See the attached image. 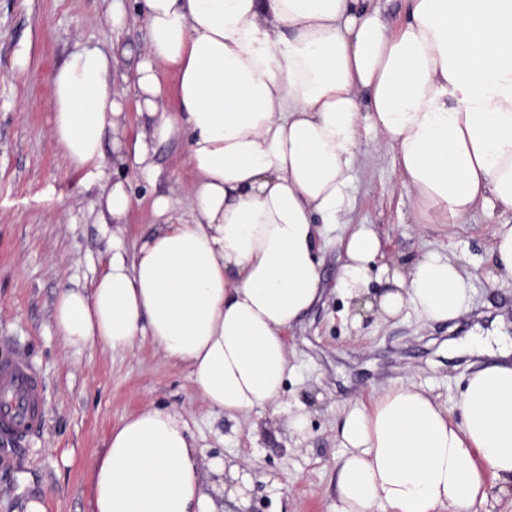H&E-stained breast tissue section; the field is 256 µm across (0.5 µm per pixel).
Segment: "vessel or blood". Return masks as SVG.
I'll use <instances>...</instances> for the list:
<instances>
[{"label":"vessel or blood","mask_w":512,"mask_h":512,"mask_svg":"<svg viewBox=\"0 0 512 512\" xmlns=\"http://www.w3.org/2000/svg\"><path fill=\"white\" fill-rule=\"evenodd\" d=\"M42 379L20 356L0 358V437L22 442L42 425Z\"/></svg>","instance_id":"b4317fda"}]
</instances>
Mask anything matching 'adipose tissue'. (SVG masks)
<instances>
[{
    "label": "adipose tissue",
    "mask_w": 512,
    "mask_h": 512,
    "mask_svg": "<svg viewBox=\"0 0 512 512\" xmlns=\"http://www.w3.org/2000/svg\"><path fill=\"white\" fill-rule=\"evenodd\" d=\"M405 4L395 32L367 0H142L149 40L135 84L149 122L132 164L149 172L155 145L186 135L189 217L155 225L131 252L113 237L91 288L59 293L65 348L126 352L150 337L211 409L256 430L253 415L275 407L290 374L283 333L321 297L318 242L347 214L366 120L415 223L482 214L493 277L512 282V0ZM123 99L98 50L72 52L52 77L51 136L72 169L102 177L116 225L133 200L104 178V144L121 134ZM341 245V285L364 310L446 322L469 306L464 257L377 266L367 224ZM480 344L492 361L468 377L462 421L402 383L337 416L335 512H469L487 497L486 474L512 482L511 353ZM205 466L230 497L251 486L248 463L205 460L182 413L142 409L92 466L93 512H212Z\"/></svg>",
    "instance_id": "obj_1"
}]
</instances>
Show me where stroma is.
<instances>
[{"label": "stroma", "mask_w": 512, "mask_h": 512, "mask_svg": "<svg viewBox=\"0 0 512 512\" xmlns=\"http://www.w3.org/2000/svg\"><path fill=\"white\" fill-rule=\"evenodd\" d=\"M113 0H0V357L25 356L43 382L44 421L15 444L0 439V512H92L91 466L111 429L146 407L181 412L206 458H248L253 476L247 505L214 486L202 468L203 491L215 512H335L336 417L354 402L371 404L391 383L430 394L461 420L468 376L485 362L467 340L475 327L499 325L512 342V284L491 271V227L481 216L447 226L418 224L397 181L392 155L373 150L379 131L363 134L353 168L352 203L343 224L320 241L321 299L285 334L291 372L285 410L308 415L305 436L292 435L282 414H265L255 433L208 407L186 368L163 361L149 337L132 350L103 345L75 353L53 332L60 290L90 285L113 235L134 248L152 225L186 216L192 178L186 139L157 145L153 176L108 152L112 177L133 195L119 232L103 227L100 188L69 168L50 134L51 76L79 49L112 57V77L125 88L122 140L133 146L145 123L132 81L148 31L134 0H122L123 25H113ZM173 208L159 215L158 196ZM369 224L382 241L378 265L414 260L426 251L467 256L471 309L458 320L428 323L413 310L395 319L353 323L339 284L341 241Z\"/></svg>", "instance_id": "stroma-1"}]
</instances>
